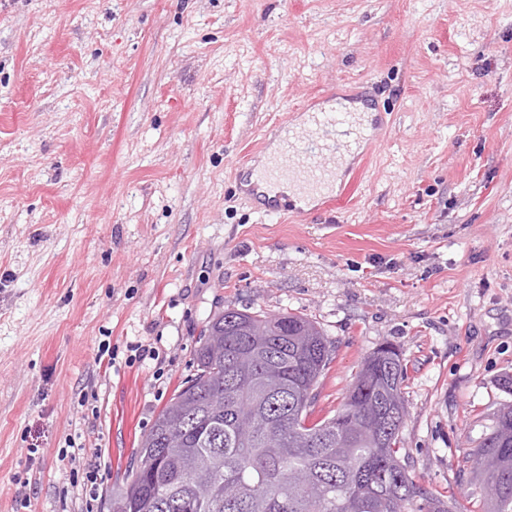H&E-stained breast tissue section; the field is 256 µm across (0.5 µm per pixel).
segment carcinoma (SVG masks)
<instances>
[{
  "label": "carcinoma",
  "mask_w": 512,
  "mask_h": 512,
  "mask_svg": "<svg viewBox=\"0 0 512 512\" xmlns=\"http://www.w3.org/2000/svg\"><path fill=\"white\" fill-rule=\"evenodd\" d=\"M334 360L320 325L292 313L211 317L195 373L140 443L108 512H455L398 456L407 415L402 352L381 344L343 402L312 419ZM477 512H512V404L471 455Z\"/></svg>",
  "instance_id": "cac0c4a2"
}]
</instances>
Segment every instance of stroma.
<instances>
[{
    "instance_id": "35a3bbf8",
    "label": "stroma",
    "mask_w": 512,
    "mask_h": 512,
    "mask_svg": "<svg viewBox=\"0 0 512 512\" xmlns=\"http://www.w3.org/2000/svg\"><path fill=\"white\" fill-rule=\"evenodd\" d=\"M330 97L375 126L265 211L262 140ZM229 306L319 323V415L400 347L401 455L468 512L512 402V0H0V512H107Z\"/></svg>"
}]
</instances>
